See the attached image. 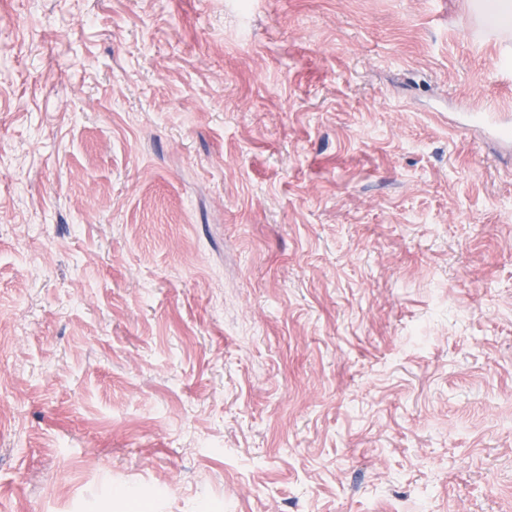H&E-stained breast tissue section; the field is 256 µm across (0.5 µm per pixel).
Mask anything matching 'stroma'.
Returning <instances> with one entry per match:
<instances>
[{"instance_id":"35a3bbf8","label":"stroma","mask_w":512,"mask_h":512,"mask_svg":"<svg viewBox=\"0 0 512 512\" xmlns=\"http://www.w3.org/2000/svg\"><path fill=\"white\" fill-rule=\"evenodd\" d=\"M495 0H0V512H512Z\"/></svg>"}]
</instances>
